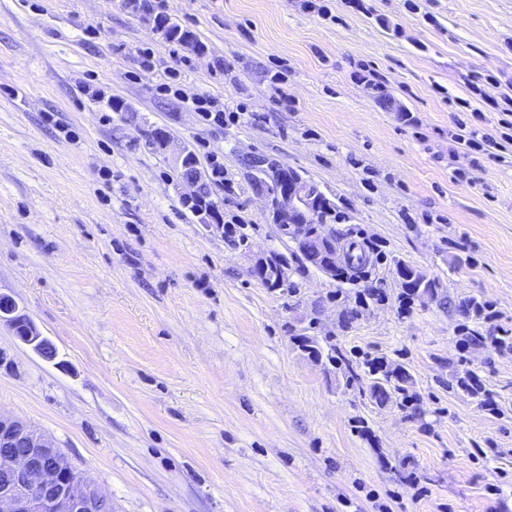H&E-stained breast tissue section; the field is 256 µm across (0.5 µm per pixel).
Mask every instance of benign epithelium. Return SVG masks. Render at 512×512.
I'll return each mask as SVG.
<instances>
[{"label":"benign epithelium","mask_w":512,"mask_h":512,"mask_svg":"<svg viewBox=\"0 0 512 512\" xmlns=\"http://www.w3.org/2000/svg\"><path fill=\"white\" fill-rule=\"evenodd\" d=\"M258 173L276 185L264 194V212L281 230L295 232L294 241H307L304 227L333 202L319 196L298 172L272 160L260 164ZM345 250L330 242L317 247L309 260L333 275L343 264ZM256 266L270 275L267 285L283 282L287 266L261 258ZM0 322L7 324L23 343L47 356L53 346L44 338L18 302L0 294ZM0 512H112V500L91 479L72 467L50 438L26 421L0 414Z\"/></svg>","instance_id":"7a95c632"}]
</instances>
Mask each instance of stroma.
I'll return each mask as SVG.
<instances>
[{
	"mask_svg": "<svg viewBox=\"0 0 512 512\" xmlns=\"http://www.w3.org/2000/svg\"><path fill=\"white\" fill-rule=\"evenodd\" d=\"M307 2L149 0L199 41L187 90L241 114L210 127L159 92L173 46L127 0H0V294L56 349L0 324V412L112 512H512V351L490 343L512 330V143L457 142L500 139L512 110V0ZM157 128L202 172L223 163L215 226L184 206ZM256 156L335 203L371 249L359 277L299 260L264 217ZM273 254L278 288L253 274ZM399 259L438 294L405 297ZM333 344L359 373L404 365L407 395L347 386Z\"/></svg>",
	"mask_w": 512,
	"mask_h": 512,
	"instance_id": "obj_1",
	"label": "stroma"
}]
</instances>
